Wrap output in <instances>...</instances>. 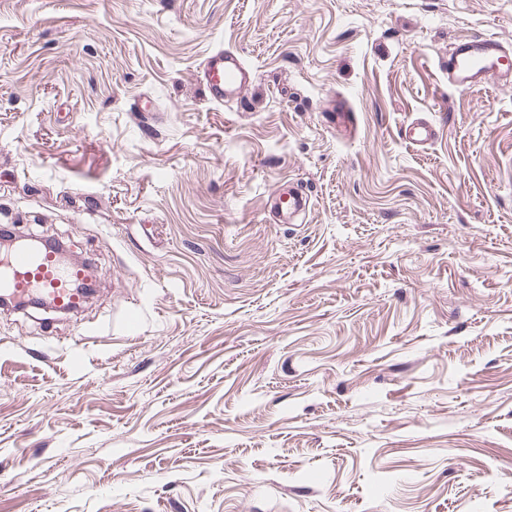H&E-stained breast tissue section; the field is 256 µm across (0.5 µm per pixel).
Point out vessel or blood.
Masks as SVG:
<instances>
[{
    "label": "vessel or blood",
    "instance_id": "1",
    "mask_svg": "<svg viewBox=\"0 0 512 512\" xmlns=\"http://www.w3.org/2000/svg\"><path fill=\"white\" fill-rule=\"evenodd\" d=\"M447 67L449 83L461 91L491 83L512 84V51L491 36L479 34L457 41L448 54ZM253 79L241 56L229 50L213 52L200 71L204 91L215 103L242 99ZM401 134L406 143L421 147L435 139L437 130L426 122H412L403 126ZM87 277L86 265L64 264L52 249L18 248L0 254V294L17 305L46 298L62 312L78 311L83 301L75 285Z\"/></svg>",
    "mask_w": 512,
    "mask_h": 512
}]
</instances>
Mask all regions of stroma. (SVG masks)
Segmentation results:
<instances>
[{
    "label": "stroma",
    "mask_w": 512,
    "mask_h": 512,
    "mask_svg": "<svg viewBox=\"0 0 512 512\" xmlns=\"http://www.w3.org/2000/svg\"><path fill=\"white\" fill-rule=\"evenodd\" d=\"M478 31L512 0H0V226L99 284L0 308V512H512V86L446 65ZM199 78L208 98L223 103L235 99L241 101L254 74L237 52L217 50L202 64ZM402 139L413 146H424L437 136V130L427 122H412L401 127Z\"/></svg>",
    "instance_id": "stroma-1"
}]
</instances>
